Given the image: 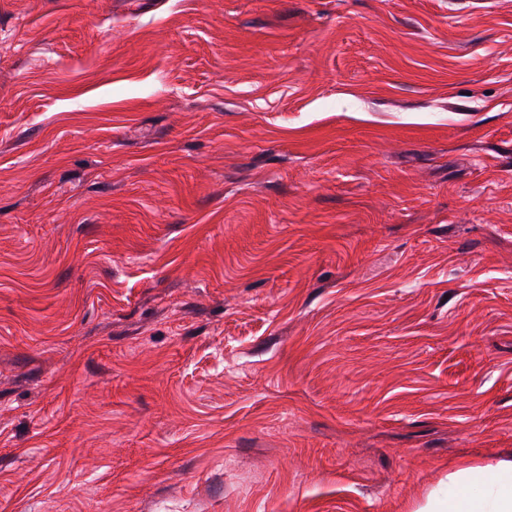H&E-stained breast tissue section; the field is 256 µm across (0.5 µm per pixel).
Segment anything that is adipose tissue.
<instances>
[{"instance_id": "adipose-tissue-1", "label": "adipose tissue", "mask_w": 512, "mask_h": 512, "mask_svg": "<svg viewBox=\"0 0 512 512\" xmlns=\"http://www.w3.org/2000/svg\"><path fill=\"white\" fill-rule=\"evenodd\" d=\"M473 474L470 468L450 472L447 490L431 497L420 512H512V462L484 466L478 487Z\"/></svg>"}]
</instances>
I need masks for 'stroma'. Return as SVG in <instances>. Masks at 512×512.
Returning <instances> with one entry per match:
<instances>
[{
	"mask_svg": "<svg viewBox=\"0 0 512 512\" xmlns=\"http://www.w3.org/2000/svg\"><path fill=\"white\" fill-rule=\"evenodd\" d=\"M512 461V0H0V512H416Z\"/></svg>",
	"mask_w": 512,
	"mask_h": 512,
	"instance_id": "35a3bbf8",
	"label": "stroma"
}]
</instances>
